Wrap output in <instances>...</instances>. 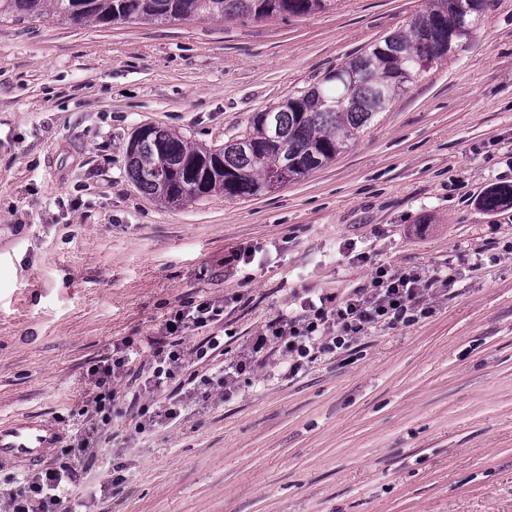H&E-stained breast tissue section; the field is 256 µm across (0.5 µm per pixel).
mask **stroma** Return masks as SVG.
Here are the masks:
<instances>
[{
	"label": "stroma",
	"instance_id": "obj_1",
	"mask_svg": "<svg viewBox=\"0 0 512 512\" xmlns=\"http://www.w3.org/2000/svg\"><path fill=\"white\" fill-rule=\"evenodd\" d=\"M427 6L0 25V422L70 435L88 369L190 301H230L190 342L243 340L378 265L480 258L414 324L294 378L259 371L159 433L126 441L117 405L76 492L86 512H512V207L479 203L512 184V0H486L446 60L301 179L173 208L127 174L136 127L223 144ZM246 246L256 264H229Z\"/></svg>",
	"mask_w": 512,
	"mask_h": 512
}]
</instances>
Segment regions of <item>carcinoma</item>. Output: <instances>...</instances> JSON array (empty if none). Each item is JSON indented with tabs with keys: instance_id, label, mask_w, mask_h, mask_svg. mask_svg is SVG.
Wrapping results in <instances>:
<instances>
[{
	"instance_id": "carcinoma-1",
	"label": "carcinoma",
	"mask_w": 512,
	"mask_h": 512,
	"mask_svg": "<svg viewBox=\"0 0 512 512\" xmlns=\"http://www.w3.org/2000/svg\"><path fill=\"white\" fill-rule=\"evenodd\" d=\"M326 0H0V23L29 24L47 13L65 23L104 26L150 20L302 17ZM485 0H431L408 28L384 36L328 72L316 85L293 94L270 113L256 112L242 133L210 146L164 130L136 129L127 148L129 174L147 196L171 206L220 192L249 198L298 180L336 159L420 73L448 58L466 37ZM512 203V185L482 197L488 211Z\"/></svg>"
}]
</instances>
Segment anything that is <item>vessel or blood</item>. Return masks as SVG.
<instances>
[{
    "mask_svg": "<svg viewBox=\"0 0 512 512\" xmlns=\"http://www.w3.org/2000/svg\"><path fill=\"white\" fill-rule=\"evenodd\" d=\"M61 435L47 420L20 418L0 424V467L26 468L40 464Z\"/></svg>",
    "mask_w": 512,
    "mask_h": 512,
    "instance_id": "1",
    "label": "vessel or blood"
}]
</instances>
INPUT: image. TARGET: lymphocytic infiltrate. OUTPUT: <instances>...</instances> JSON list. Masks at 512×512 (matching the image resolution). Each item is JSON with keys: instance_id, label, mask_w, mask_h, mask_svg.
I'll list each match as a JSON object with an SVG mask.
<instances>
[{"instance_id": "lymphocytic-infiltrate-1", "label": "lymphocytic infiltrate", "mask_w": 512, "mask_h": 512, "mask_svg": "<svg viewBox=\"0 0 512 512\" xmlns=\"http://www.w3.org/2000/svg\"><path fill=\"white\" fill-rule=\"evenodd\" d=\"M456 267L432 273H413L378 266L368 287L350 289L345 295L331 293L305 297L300 311L281 314L266 322L245 345L231 348L217 337L185 346L189 332L222 319L224 304L215 299L174 311L161 335L149 338L146 347L125 340L115 344L111 356L93 365L87 377L91 395L83 412L108 423L112 406L132 359L146 357V386L158 390L181 379L183 389L166 399L136 428V434L156 430L176 421L188 404L203 405L234 388L245 373L277 363L285 377L296 376L318 361L335 358L358 340L382 329H395L413 322L416 313L430 310L441 288L455 283ZM93 460L89 431L79 429L54 466L22 474L8 481L0 492V512H78L69 500Z\"/></svg>"}]
</instances>
